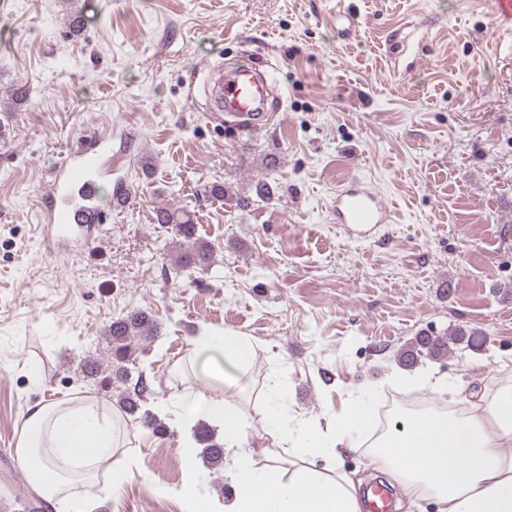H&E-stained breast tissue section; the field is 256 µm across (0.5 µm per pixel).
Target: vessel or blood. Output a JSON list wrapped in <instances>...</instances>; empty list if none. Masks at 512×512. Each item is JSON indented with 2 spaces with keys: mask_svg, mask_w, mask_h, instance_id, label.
Here are the masks:
<instances>
[{
  "mask_svg": "<svg viewBox=\"0 0 512 512\" xmlns=\"http://www.w3.org/2000/svg\"><path fill=\"white\" fill-rule=\"evenodd\" d=\"M209 84L217 106L234 115L239 126L255 128L267 119L269 87L260 69L243 62L219 68L211 73ZM109 145L105 136H88L86 144L55 169L46 208L48 222L42 227L47 244L86 247L102 230L107 213L101 205L106 177L101 156ZM335 210L337 222L350 225L361 237L369 236L376 225L393 223L395 216L380 193L359 184L337 190Z\"/></svg>",
  "mask_w": 512,
  "mask_h": 512,
  "instance_id": "1",
  "label": "vessel or blood"
}]
</instances>
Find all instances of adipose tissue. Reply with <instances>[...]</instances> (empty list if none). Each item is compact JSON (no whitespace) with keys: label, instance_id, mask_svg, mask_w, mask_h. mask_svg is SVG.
Masks as SVG:
<instances>
[{"label":"adipose tissue","instance_id":"obj_1","mask_svg":"<svg viewBox=\"0 0 512 512\" xmlns=\"http://www.w3.org/2000/svg\"><path fill=\"white\" fill-rule=\"evenodd\" d=\"M195 346L239 372L247 371L254 357L250 339L237 334L206 330ZM437 390L448 405L466 404L465 413L446 423L435 416L409 419L375 437L369 395L350 397L332 431L324 433L308 418L288 415L278 385L270 384L264 392L266 432L289 449L290 458L273 457L264 465L244 450L248 424L230 410L223 394L184 388L157 408L177 406L181 426L203 416L224 433L234 495L221 504L200 500L197 512H365L359 481L336 467L344 448L361 452L368 467L390 476L408 501L431 500L437 512H512V382L491 394L444 383ZM119 419L86 395L27 408L15 453L30 487L52 501L56 512H92L80 483L99 481L101 491L109 493L127 481L129 468L113 462ZM319 457L326 468L311 470ZM454 457L461 465H451Z\"/></svg>","mask_w":512,"mask_h":512}]
</instances>
